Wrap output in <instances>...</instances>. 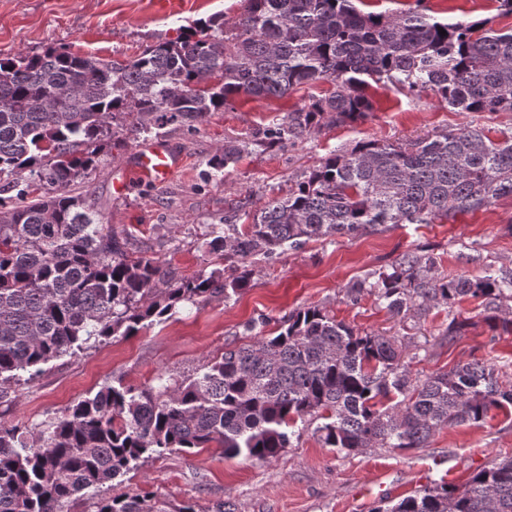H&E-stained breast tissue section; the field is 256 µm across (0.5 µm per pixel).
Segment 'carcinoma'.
<instances>
[{
    "instance_id": "obj_1",
    "label": "carcinoma",
    "mask_w": 512,
    "mask_h": 512,
    "mask_svg": "<svg viewBox=\"0 0 512 512\" xmlns=\"http://www.w3.org/2000/svg\"><path fill=\"white\" fill-rule=\"evenodd\" d=\"M446 35H440V30ZM330 80L262 132L271 148L301 138L327 116L355 122L372 111L364 87L432 91L451 109L512 112V30L439 22L423 13L361 12L353 0H242L232 27L194 24L175 41L124 61L65 47L0 58V399L22 374L110 337L170 317L183 302L229 299L248 287L252 260L310 240L432 224L512 198V131L437 133L406 144L363 141L333 153L236 224L212 227L219 270L179 277L133 257L72 187L123 148L168 125L197 122L237 97H281ZM250 144L224 145L209 166L238 163ZM433 260L406 253L372 282L352 286L397 314L465 298L487 310L512 299V269L479 277L431 275ZM512 411V386L485 361L412 378L394 337L360 334L318 306L288 316L272 336L204 363L172 383L106 384L32 439L0 423V512H59L60 505L136 468L198 448L267 461L291 446L290 424L319 415L314 434L351 454L427 448L436 432ZM93 512H197L149 494L101 497ZM376 512H512V457L461 487L435 485Z\"/></svg>"
}]
</instances>
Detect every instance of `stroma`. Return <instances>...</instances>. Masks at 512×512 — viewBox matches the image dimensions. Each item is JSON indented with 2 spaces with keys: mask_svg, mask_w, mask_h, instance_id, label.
<instances>
[{
  "mask_svg": "<svg viewBox=\"0 0 512 512\" xmlns=\"http://www.w3.org/2000/svg\"><path fill=\"white\" fill-rule=\"evenodd\" d=\"M420 4L442 22L487 18L494 29L512 30V12L499 0H362L360 8L399 13ZM239 8L240 0H182L172 8L162 0H0V56L64 46L81 56L123 60L145 46L177 39L196 20L218 14L231 20ZM330 88L322 81L276 98L242 96L233 108L209 113L192 126L165 127L160 141L184 155L182 168L165 184L134 178L126 196L114 195L112 179L136 150L131 143L107 151L74 191L87 196L105 223L127 238L130 251L191 276L225 265L209 246L211 225L284 196L293 181L332 153L360 141L406 143L467 127L482 128L497 140L512 129V112H459L430 91L414 96L374 84L367 90L372 104L367 118L326 122L282 147L256 145L265 127L308 105L311 91ZM228 141H245L252 148L224 173H214L208 161ZM412 251L432 257L437 277H474L489 265L512 268V198L442 223L390 225L256 258L249 287L230 300L180 305L167 320L137 335L109 339L45 365L0 404V420L24 424L29 435H37L105 384L144 387L161 375L195 374L226 346L253 343L276 331L288 315L315 305L360 333L399 337L412 376L479 360L493 364L500 380L512 384V326L491 327L479 300L462 302L467 326L452 340L444 307L396 316L374 296L348 297V286L372 279ZM252 320L255 330L246 331ZM316 425L310 417L297 424L299 437L291 448L265 462L228 458L218 448L171 454L149 459L99 493L149 492L174 504H193L197 512H211L227 501L235 512H375L433 483L463 485L493 459L512 455V416L501 411L478 425L444 428L425 448H368L351 455L322 446Z\"/></svg>",
  "mask_w": 512,
  "mask_h": 512,
  "instance_id": "obj_1",
  "label": "stroma"
}]
</instances>
